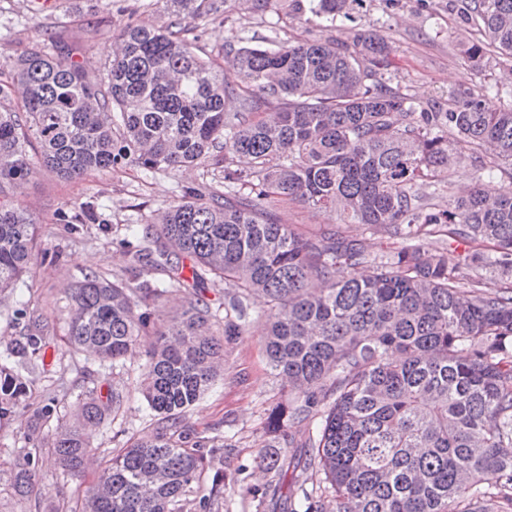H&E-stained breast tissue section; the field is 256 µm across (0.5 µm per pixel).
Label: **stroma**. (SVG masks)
I'll return each mask as SVG.
<instances>
[{
  "instance_id": "obj_1",
  "label": "stroma",
  "mask_w": 512,
  "mask_h": 512,
  "mask_svg": "<svg viewBox=\"0 0 512 512\" xmlns=\"http://www.w3.org/2000/svg\"><path fill=\"white\" fill-rule=\"evenodd\" d=\"M130 20L159 26L166 15L156 0H58L51 12L39 11L34 0H0V70L48 32L59 47L72 50L89 76H97L111 62L117 33ZM341 27L379 30L394 49L391 78L407 86L421 106L444 103L452 93L469 90L480 94L491 111L512 108V58L503 55L483 70H474L460 47L471 28L449 8L448 0H364ZM322 33L314 18L300 22L284 15L260 18L235 12L198 27L193 46L207 56L217 54L228 40L269 47L279 39L313 40ZM206 179L201 168L156 173L129 168L68 181L42 167L11 198L36 220L51 255L46 263L33 266L23 294L29 313L48 319L56 330L46 351L49 370L37 382L36 394L55 396L64 411L86 387L102 398L114 388L124 395L122 409L91 436L100 457L153 427L154 416L141 391L147 351L138 349L117 368L68 351L57 333L65 315L66 290L92 270L107 277L122 273L130 263L121 245L127 225L177 202L181 187H196ZM62 209L85 215L82 233H70L57 223L55 215ZM272 214L279 223L307 233L337 222L336 215L298 202L277 204ZM265 330V320H251L242 336L225 345L223 376L186 417L199 436H233L231 447L212 452L214 466L226 474L224 497L215 503V512H258L251 491L271 479L257 443L264 435L267 412L287 398L288 384L267 365ZM40 461L34 504L12 497L7 490L9 472L0 471V512H56L72 505L77 487L89 486L97 477L93 470L67 477L48 456Z\"/></svg>"
}]
</instances>
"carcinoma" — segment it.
<instances>
[{
    "mask_svg": "<svg viewBox=\"0 0 512 512\" xmlns=\"http://www.w3.org/2000/svg\"><path fill=\"white\" fill-rule=\"evenodd\" d=\"M160 2L167 24H124L100 78L50 39L31 43L0 78V297L36 259L38 224L10 202L36 163L65 180L203 166L224 187L183 188L178 203L128 226L123 274L90 271L69 290L68 350L115 365L149 341L143 392L155 418L151 434L113 450L69 512H211L226 477L185 412L221 376L224 342L245 333L253 302L268 321V366L289 388L265 419L274 441L257 444L259 457L278 478L292 467L320 476L296 497L271 483L254 491L259 501L287 512H512V189L436 201L465 147L491 156L470 157L475 171L512 181V109L488 112L470 91L417 108L385 79L384 35H333L356 0H237L260 17H315L326 35L230 44L227 71L188 35L198 19L229 17L230 0ZM465 2L481 35L463 44L473 65L512 56V0ZM231 95L243 111H224ZM273 103L281 111H263ZM234 154L251 167H233ZM283 201L332 211L393 245L371 255L340 224L307 236L272 217ZM439 228L470 243L463 262L450 267L445 249L424 243ZM173 255L192 261L191 277ZM487 267L498 271L491 286L477 276ZM158 271L168 287L146 279ZM207 280L236 283L224 311L197 292ZM170 297L179 312L165 323L159 308ZM24 317L0 362V427L30 404L44 366L50 326L14 310ZM122 403L116 390L104 400L88 393L57 417L44 396L33 422L57 425L36 446L79 476L94 457L89 432ZM300 433L304 455L264 452L295 447ZM38 463L24 446L8 462L21 502L35 498Z\"/></svg>",
    "mask_w": 512,
    "mask_h": 512,
    "instance_id": "1",
    "label": "carcinoma"
}]
</instances>
